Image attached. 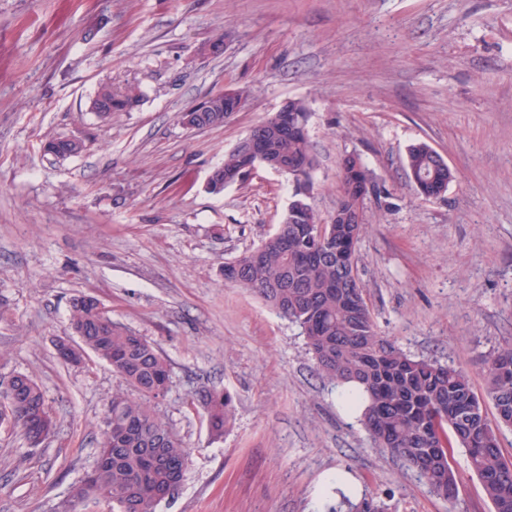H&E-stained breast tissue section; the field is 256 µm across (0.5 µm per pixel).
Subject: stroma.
Instances as JSON below:
<instances>
[{"instance_id": "stroma-1", "label": "stroma", "mask_w": 512, "mask_h": 512, "mask_svg": "<svg viewBox=\"0 0 512 512\" xmlns=\"http://www.w3.org/2000/svg\"><path fill=\"white\" fill-rule=\"evenodd\" d=\"M222 33L223 53H204ZM104 84L144 97L106 121L91 109ZM238 87L252 95L224 126L178 123ZM291 99L309 113L322 220L344 154L390 192L389 207L368 201L359 246L379 331L484 392V358L512 343V0H0V379L33 375L55 420L36 448L0 428V512H56L95 462L122 381L95 356L55 355L81 293L170 362L155 410L192 456L157 512H325L365 492L397 512H490L465 464L451 504L372 448L299 328L224 282L291 187L262 167L218 194L208 179ZM51 137L85 149L54 158ZM417 141L454 173L442 196L410 182ZM203 388L234 397L217 441L189 404Z\"/></svg>"}]
</instances>
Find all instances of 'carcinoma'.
<instances>
[{"instance_id": "obj_1", "label": "carcinoma", "mask_w": 512, "mask_h": 512, "mask_svg": "<svg viewBox=\"0 0 512 512\" xmlns=\"http://www.w3.org/2000/svg\"><path fill=\"white\" fill-rule=\"evenodd\" d=\"M246 88L230 89L205 98L207 111L181 112L179 123L220 127L248 100ZM137 86L114 90L105 85L92 100L98 115L130 112L141 102ZM288 127L268 119L250 130L256 150L280 159L289 180L311 184L315 160L307 134V108L289 101ZM55 156H74L85 145L79 140L52 138L43 145ZM246 159L238 149L224 154L211 182L226 188L245 180ZM409 174L428 181L432 197L448 181L441 156L427 143L409 146ZM370 175L363 161L341 157L336 209L348 211L361 181ZM321 223L313 200L289 209L277 230L262 242L224 262V282L257 294L280 316L297 325L319 373L334 384L350 387L345 403L361 410V421L372 444L415 471L428 488L453 502L457 496L454 448L465 453L468 468L480 480L492 512H512V458L503 454L500 434L512 428V344L498 347L484 360L487 396L496 422L484 410L467 370L416 358L382 335L368 307L358 274V244L367 216L358 224L327 225L329 237L318 242L311 228ZM69 321L78 348L112 366L124 388L112 394L92 469L62 505L64 512H156L157 506L180 486L191 451L154 410L171 383L170 364L144 337L112 322L95 296L71 299ZM209 434L219 440L229 425L232 398L203 389L196 394ZM18 428L32 448L53 431L46 397L29 375H16L12 388L0 393V425ZM348 512H391L378 494L347 502Z\"/></svg>"}]
</instances>
